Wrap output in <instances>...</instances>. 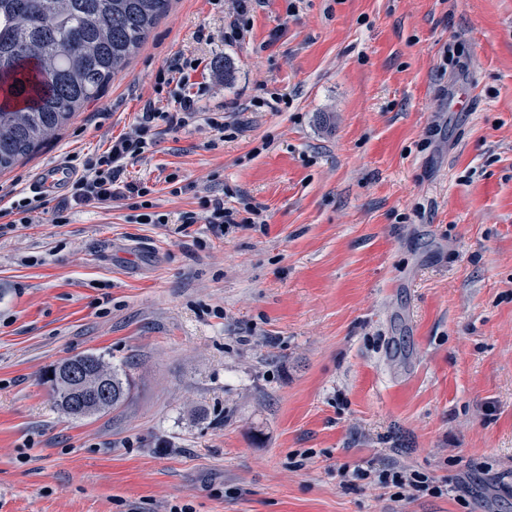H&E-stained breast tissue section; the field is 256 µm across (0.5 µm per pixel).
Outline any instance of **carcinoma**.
<instances>
[{
    "label": "carcinoma",
    "mask_w": 512,
    "mask_h": 512,
    "mask_svg": "<svg viewBox=\"0 0 512 512\" xmlns=\"http://www.w3.org/2000/svg\"><path fill=\"white\" fill-rule=\"evenodd\" d=\"M170 0H0V172L34 154L85 103L98 97L167 13ZM89 367L112 398L81 409L51 370L55 402L85 418L116 409L129 397L123 367L95 354L68 359Z\"/></svg>",
    "instance_id": "obj_1"
}]
</instances>
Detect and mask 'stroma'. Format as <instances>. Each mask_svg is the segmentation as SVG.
<instances>
[{"label": "stroma", "instance_id": "1", "mask_svg": "<svg viewBox=\"0 0 512 512\" xmlns=\"http://www.w3.org/2000/svg\"><path fill=\"white\" fill-rule=\"evenodd\" d=\"M234 7L172 0L0 173V512H512V0H253L228 44ZM179 56L236 134L164 133L124 178L198 223L117 200L13 225L40 171L104 151ZM219 193L265 231L215 237ZM84 353L133 386L78 420L45 377ZM392 464L447 494L339 474ZM237 1L236 18L224 29V41L229 44L243 40L250 24L248 18V0Z\"/></svg>", "mask_w": 512, "mask_h": 512}]
</instances>
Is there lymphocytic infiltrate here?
<instances>
[{"mask_svg":"<svg viewBox=\"0 0 512 512\" xmlns=\"http://www.w3.org/2000/svg\"><path fill=\"white\" fill-rule=\"evenodd\" d=\"M199 65V60L186 59L159 70L155 79L156 97L144 102L128 131L114 137L105 151L85 160L73 184L71 200L74 205L135 199L141 208V223L165 224L172 220L168 215L152 212L151 186L125 181L122 175L129 161L138 159L156 144L160 130L186 127L200 115L199 95L190 81L191 71L197 70ZM374 478L384 486L395 488L397 498L402 500L415 498L420 493L431 496L443 493L426 474L410 472L398 465L376 471Z\"/></svg>","mask_w":512,"mask_h":512,"instance_id":"obj_1","label":"lymphocytic infiltrate"}]
</instances>
